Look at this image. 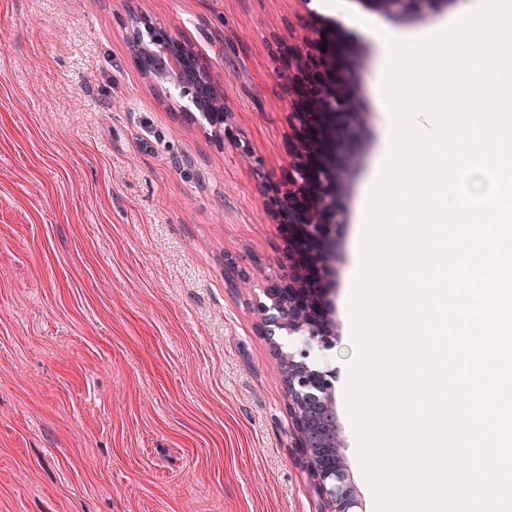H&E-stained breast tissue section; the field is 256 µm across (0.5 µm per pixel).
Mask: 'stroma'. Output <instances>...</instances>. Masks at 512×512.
I'll use <instances>...</instances> for the list:
<instances>
[{
    "label": "stroma",
    "instance_id": "stroma-1",
    "mask_svg": "<svg viewBox=\"0 0 512 512\" xmlns=\"http://www.w3.org/2000/svg\"><path fill=\"white\" fill-rule=\"evenodd\" d=\"M349 2L375 32L318 0H0V512H320L289 446V340L258 311L285 263L260 197L288 167L280 48L321 22L366 110L336 187V336L314 353L338 372L361 191L383 147L376 43L478 0L417 17ZM133 11L209 60L260 170L139 71ZM345 390L334 383L357 512H376Z\"/></svg>",
    "mask_w": 512,
    "mask_h": 512
}]
</instances>
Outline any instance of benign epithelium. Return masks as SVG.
I'll return each instance as SVG.
<instances>
[{
    "mask_svg": "<svg viewBox=\"0 0 512 512\" xmlns=\"http://www.w3.org/2000/svg\"><path fill=\"white\" fill-rule=\"evenodd\" d=\"M387 15L418 13L422 4L446 5L450 0H369ZM133 55L147 60L146 78L156 87L181 91L209 118L215 101L223 97L213 83L209 63L199 57L197 67L185 66L175 72L158 64L161 55L184 57L194 52L186 40L158 26L143 14H132ZM318 31L308 29L282 52L279 76L288 106V176L279 182L260 185L263 206L271 223L286 231L287 272L268 280L265 289L270 304L259 305L264 326L301 340L294 351L278 353L280 381L288 396L292 418V448L304 463L323 503L322 512H354L358 500L349 481L341 454L342 441L336 425L335 399L329 372L310 363L313 345L326 347L336 335L332 291V263L336 228L341 223L336 196L340 166L327 160L319 165L311 156L323 150L309 129L319 115L361 123L365 109L348 91L349 79L336 73V61L316 48ZM220 129L224 140L236 145L255 170H260L249 145L228 123V111L221 110Z\"/></svg>",
    "mask_w": 512,
    "mask_h": 512,
    "instance_id": "obj_1",
    "label": "benign epithelium"
}]
</instances>
